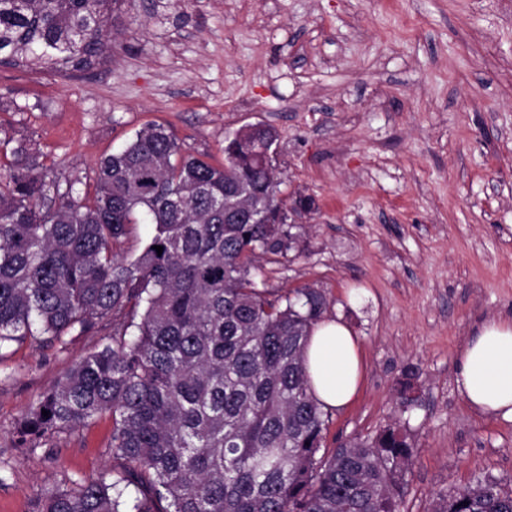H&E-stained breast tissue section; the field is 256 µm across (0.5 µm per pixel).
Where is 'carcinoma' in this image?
<instances>
[{
  "label": "carcinoma",
  "instance_id": "carcinoma-1",
  "mask_svg": "<svg viewBox=\"0 0 512 512\" xmlns=\"http://www.w3.org/2000/svg\"><path fill=\"white\" fill-rule=\"evenodd\" d=\"M116 2L0 0V64L92 67ZM266 139L238 131L216 167L151 123L100 158L92 196L67 191L54 209L42 204L50 184L39 165L11 150L0 178V348L31 337L64 349L72 332L128 317L18 425L22 443L41 448L107 413L124 469L110 481L65 475L40 491L37 512H400L412 450L398 433L322 453L330 415L304 351L323 292L271 301L259 288L257 253L294 244L276 223ZM242 199L259 223L224 221ZM132 224L153 235L120 259L114 245ZM431 512H512V486L478 479L436 494Z\"/></svg>",
  "mask_w": 512,
  "mask_h": 512
}]
</instances>
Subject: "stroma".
I'll return each mask as SVG.
<instances>
[{"mask_svg":"<svg viewBox=\"0 0 512 512\" xmlns=\"http://www.w3.org/2000/svg\"><path fill=\"white\" fill-rule=\"evenodd\" d=\"M111 30L87 70L0 66V138L82 196L147 123L215 166L238 129L273 127L280 198L316 209L292 250L260 257L266 296L322 290L364 352L325 451L395 429L413 449L403 512L478 478L512 484V420L456 382L472 332L512 317V0H121ZM111 327L0 349V512H36L62 475L121 471L107 414L15 445L27 407Z\"/></svg>","mask_w":512,"mask_h":512,"instance_id":"obj_1","label":"stroma"}]
</instances>
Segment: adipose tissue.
Segmentation results:
<instances>
[{"label": "adipose tissue", "instance_id": "1", "mask_svg": "<svg viewBox=\"0 0 512 512\" xmlns=\"http://www.w3.org/2000/svg\"><path fill=\"white\" fill-rule=\"evenodd\" d=\"M312 392L324 408L342 409L356 398L363 349L340 320L318 322L304 353ZM459 389L475 409L512 419V318L483 323L458 352Z\"/></svg>", "mask_w": 512, "mask_h": 512}]
</instances>
